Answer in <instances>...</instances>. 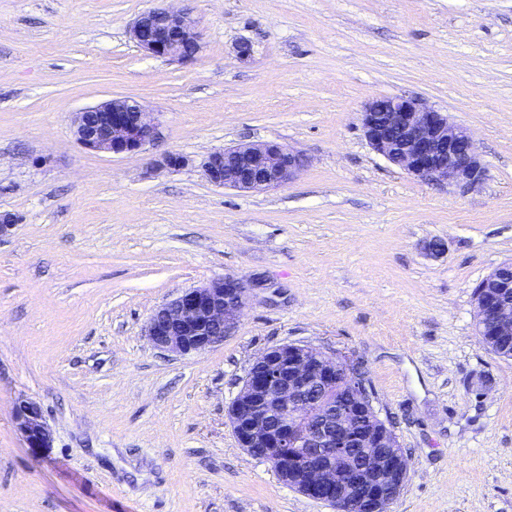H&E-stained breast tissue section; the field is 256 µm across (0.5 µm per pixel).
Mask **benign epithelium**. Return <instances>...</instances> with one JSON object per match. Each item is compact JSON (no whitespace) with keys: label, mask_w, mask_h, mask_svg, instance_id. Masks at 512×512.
Here are the masks:
<instances>
[{"label":"benign epithelium","mask_w":512,"mask_h":512,"mask_svg":"<svg viewBox=\"0 0 512 512\" xmlns=\"http://www.w3.org/2000/svg\"><path fill=\"white\" fill-rule=\"evenodd\" d=\"M130 38L149 55L189 60L201 34L189 9L159 7L142 13ZM363 137L390 164L427 183L462 190L485 176L472 132L417 97L368 101L360 113ZM154 113L129 98H111L75 113L73 134L86 150L124 155L157 136ZM189 159L168 152L155 167L180 169ZM304 166L302 156L275 141L242 143L209 153L203 174L215 186L240 191L279 187ZM474 295L477 318L497 341L512 337V277L496 267ZM249 296L233 275L183 291L149 317L151 345L176 355L201 353L238 327ZM13 418L30 448L51 447V431L36 403L19 399ZM240 445L271 463L279 479L334 512H386L407 477L408 459L390 425L380 418L349 360L295 343L262 351L228 406Z\"/></svg>","instance_id":"1"}]
</instances>
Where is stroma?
I'll return each mask as SVG.
<instances>
[{"instance_id":"1","label":"stroma","mask_w":512,"mask_h":512,"mask_svg":"<svg viewBox=\"0 0 512 512\" xmlns=\"http://www.w3.org/2000/svg\"><path fill=\"white\" fill-rule=\"evenodd\" d=\"M161 4L0 0V213L18 218L0 238V512H333L228 421L283 343L362 373L409 457L388 512H512V358L483 346L473 300L512 261V0H191L187 62L129 37ZM392 95L469 128L484 181L462 193L377 154L360 114ZM110 97L158 112L154 145L77 143L75 112ZM256 141L304 169L260 192L204 178L208 153ZM167 152L189 165L153 171ZM227 275L250 286L237 329L194 355L151 346L154 309ZM21 398L51 447L16 431Z\"/></svg>"}]
</instances>
